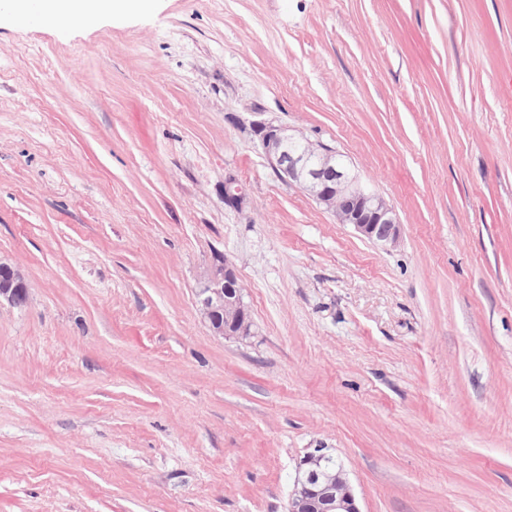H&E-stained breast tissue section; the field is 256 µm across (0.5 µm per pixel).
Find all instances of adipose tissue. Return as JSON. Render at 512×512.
Instances as JSON below:
<instances>
[{"mask_svg": "<svg viewBox=\"0 0 512 512\" xmlns=\"http://www.w3.org/2000/svg\"><path fill=\"white\" fill-rule=\"evenodd\" d=\"M149 6V0H0V15L30 26L76 23L91 27L102 18L140 12Z\"/></svg>", "mask_w": 512, "mask_h": 512, "instance_id": "ef3b65f1", "label": "adipose tissue"}]
</instances>
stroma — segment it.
I'll return each instance as SVG.
<instances>
[{
    "mask_svg": "<svg viewBox=\"0 0 512 512\" xmlns=\"http://www.w3.org/2000/svg\"><path fill=\"white\" fill-rule=\"evenodd\" d=\"M256 121L393 207L362 238ZM234 177L250 204L224 203ZM252 333L195 302L214 252ZM0 512H512V0H155L0 24ZM3 300L15 306H25L28 292L22 277L10 266L0 264V302ZM289 512H361L343 465L316 448L298 463L288 496Z\"/></svg>",
    "mask_w": 512,
    "mask_h": 512,
    "instance_id": "35a3bbf8",
    "label": "stroma"
}]
</instances>
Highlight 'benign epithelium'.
<instances>
[{
	"mask_svg": "<svg viewBox=\"0 0 512 512\" xmlns=\"http://www.w3.org/2000/svg\"><path fill=\"white\" fill-rule=\"evenodd\" d=\"M253 132L282 181L301 185L319 204L333 211L340 223L353 225L367 239L385 246L397 244L400 223L393 208L361 185L342 158L286 127L257 122ZM224 201L237 210L247 204L231 178L224 182ZM196 296L200 314L213 335L226 339L250 334L249 307L235 270L223 254L203 272ZM3 300L24 306L28 292L22 277L1 263L0 302ZM288 512H360L343 465L325 449H314L298 463Z\"/></svg>",
	"mask_w": 512,
	"mask_h": 512,
	"instance_id": "1",
	"label": "benign epithelium"
}]
</instances>
